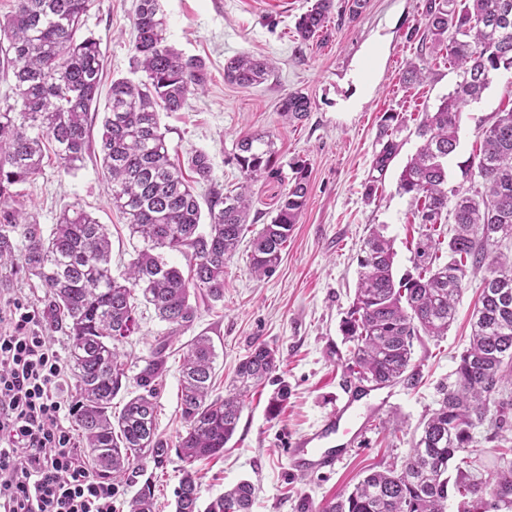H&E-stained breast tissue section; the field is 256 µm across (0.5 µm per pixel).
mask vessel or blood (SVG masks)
Instances as JSON below:
<instances>
[{
  "mask_svg": "<svg viewBox=\"0 0 512 512\" xmlns=\"http://www.w3.org/2000/svg\"><path fill=\"white\" fill-rule=\"evenodd\" d=\"M367 422L363 420L351 398L340 399L322 423L306 434L300 435L292 444L290 460L300 471L328 473L335 471L339 460L336 436L349 435L351 442H362Z\"/></svg>",
  "mask_w": 512,
  "mask_h": 512,
  "instance_id": "obj_1",
  "label": "vessel or blood"
}]
</instances>
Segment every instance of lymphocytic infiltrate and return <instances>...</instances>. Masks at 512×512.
<instances>
[{"mask_svg": "<svg viewBox=\"0 0 512 512\" xmlns=\"http://www.w3.org/2000/svg\"><path fill=\"white\" fill-rule=\"evenodd\" d=\"M0 321V512H113L112 482L90 471L56 393L70 365L20 298Z\"/></svg>", "mask_w": 512, "mask_h": 512, "instance_id": "lymphocytic-infiltrate-1", "label": "lymphocytic infiltrate"}]
</instances>
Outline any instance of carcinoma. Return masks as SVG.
<instances>
[{
    "label": "carcinoma",
    "mask_w": 512,
    "mask_h": 512,
    "mask_svg": "<svg viewBox=\"0 0 512 512\" xmlns=\"http://www.w3.org/2000/svg\"><path fill=\"white\" fill-rule=\"evenodd\" d=\"M90 4L16 0L14 12L0 20V76L14 81V104L0 109V270L22 271L44 288L43 318L70 342L75 422L85 448L99 473L130 480L136 463L149 458L159 468L168 458L169 445L157 434L155 405L164 352L180 330L193 324L197 306L191 299H224V267L248 230L251 182L271 167L275 150L267 132L242 135L236 154L240 192L211 190L207 214H202L193 184L212 182L211 160L202 150L190 151L181 163L172 160L158 109L177 112L203 89L204 62L169 43L161 0H135L133 61L145 79L112 81L99 106L100 44L81 35ZM332 8L333 0H315L300 15L296 32L302 42L328 27ZM420 41L424 54L420 63L409 64L405 80H421L431 61L440 58L461 70L463 80L434 111L422 113L417 126L422 144L399 178V190L412 196L419 223L428 227L417 274L395 280L392 243L381 226L361 247L355 297L342 323L343 335L353 343L358 379L415 385L414 338L446 335L466 276L482 270L480 306L454 380L439 386L437 408L401 468L370 472L351 493L317 512H446L450 486L480 502L491 483L512 494V461L492 482L459 465L456 478L448 475L450 461L475 447L476 428L487 422L503 429L512 413V398L500 397L502 385L512 381V256L493 251L512 238V108L482 129L478 151L461 168L464 179L481 178L484 191L469 195L448 187V156L458 146L463 108L481 99L499 69L512 68V0H426ZM271 71L267 61L242 54L227 64L224 77L252 88L265 83ZM309 111V99L299 92L283 97L278 109L296 120ZM92 112L103 113L98 154L112 207L144 242L119 277L112 275L105 225L75 206L47 234L20 208L17 190L42 172L50 150L64 172L75 169L91 149ZM398 122L396 113L382 117L374 159L381 174L399 151L389 134ZM307 193L308 168L297 162L276 216L252 239L250 271L256 278L271 276L280 264ZM447 210L455 228L444 252L443 241L433 233ZM205 218L208 229L202 232ZM167 252L184 255L189 274L168 264ZM136 293L170 331L157 340L136 377L141 392L114 414L112 400L127 388L120 344L137 328ZM214 361L211 339L199 335L187 345L180 368L186 430L176 453L190 465L224 454L245 393L275 380L281 363L276 349L252 345L230 388L214 397ZM174 496V512H200L195 471L184 470ZM253 503L254 488L242 481L212 500L205 512H252ZM154 508V489L147 482L130 500L129 512Z\"/></svg>",
    "instance_id": "obj_1"
}]
</instances>
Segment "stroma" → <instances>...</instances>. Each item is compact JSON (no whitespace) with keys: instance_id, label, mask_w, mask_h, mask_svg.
<instances>
[{"instance_id":"obj_1","label":"stroma","mask_w":512,"mask_h":512,"mask_svg":"<svg viewBox=\"0 0 512 512\" xmlns=\"http://www.w3.org/2000/svg\"><path fill=\"white\" fill-rule=\"evenodd\" d=\"M315 0H161L168 21L170 44L206 65V85L189 97L178 112L160 115L172 155L205 151L212 162V184H197L200 202L211 188L226 191L241 185L235 156L240 137L251 131L269 132L276 158L251 187L252 230L246 231L224 269V298H199L197 317L166 352L159 380L157 429L169 445L185 431L180 410V366L190 340L209 336L215 348V392L224 394L236 366L255 342L278 350L283 364L279 378L288 386V402L270 416L267 401L272 385L252 389L244 400L237 431L223 456L194 463L200 502L208 504L238 482L255 488L253 512H301L303 504L319 506L350 493L368 468L401 466L423 423L437 406V386L456 367L469 345L470 320L480 294L481 277L469 274L456 304L447 335L419 336L413 342L412 363L421 379L417 386L393 385L390 406L372 415L361 447L342 446L334 473H299L288 460L291 440L312 430L335 406L342 386H354L349 368L351 343L340 331L353 302L357 257L363 240L383 226L394 256V274L414 272L416 248L424 239L414 218L415 204L401 193L399 175L421 145L416 127L422 112L436 109L441 98L461 81L460 70L438 62L423 81L406 84L408 62L420 54L413 29L421 27L426 0H366L362 13L349 18L347 0H334L327 31L301 42L297 17ZM133 0H94L84 18L83 34L92 36L103 54L102 90L113 80H143L132 62ZM241 53L269 59V80L243 88L224 78L228 59ZM300 92L311 108L300 121L278 112L281 99ZM512 106V73L493 78L480 100L469 103L459 130V145L448 159V182L462 183L460 167L478 146L479 133L496 112ZM388 112L398 113L394 134L399 153L385 174L373 162L380 146L379 124ZM308 165L306 205L294 227L276 272L256 279L250 271L251 240L256 229L270 223L293 175L292 164ZM381 183L374 199L365 186ZM26 211L51 230L64 211L80 207L105 224L112 240V272L120 274L141 237L129 230L113 209L97 151H90L76 169L63 172L56 158L44 161L42 174L23 185ZM168 325L149 307L138 309V329L123 342L128 354L126 373L136 378L159 336ZM468 457L470 472L490 478L499 468L512 427L501 431L484 425ZM185 467L170 454L163 467L143 461L135 481H115V512H128L129 502L145 481L155 486L157 512H173V492Z\"/></svg>"}]
</instances>
